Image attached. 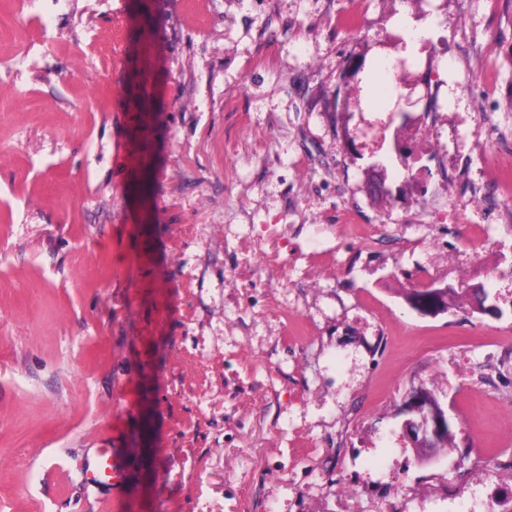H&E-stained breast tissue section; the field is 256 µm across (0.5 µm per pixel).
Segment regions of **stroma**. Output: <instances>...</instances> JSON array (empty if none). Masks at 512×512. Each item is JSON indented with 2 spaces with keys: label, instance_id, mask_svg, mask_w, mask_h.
Here are the masks:
<instances>
[{
  "label": "stroma",
  "instance_id": "obj_1",
  "mask_svg": "<svg viewBox=\"0 0 512 512\" xmlns=\"http://www.w3.org/2000/svg\"><path fill=\"white\" fill-rule=\"evenodd\" d=\"M386 59L426 107L367 109ZM509 165L512 0H0V512H501ZM450 288L452 287L448 285L444 287L431 286L430 288H424L426 292L421 294H419L421 292L419 289L414 288L406 294V300L412 302L419 294L413 303H409L410 306L420 315L436 317L448 313V305L452 306L455 303L457 293L452 288V292L448 296ZM432 398L438 402L436 397L429 391ZM425 388H417L410 393L405 402L404 411L409 416L404 421V428L411 448H425L426 455L440 448L443 441H448L442 448H455L454 435L448 411L440 405L435 404ZM439 403V402H438Z\"/></svg>",
  "mask_w": 512,
  "mask_h": 512
}]
</instances>
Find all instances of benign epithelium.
Here are the masks:
<instances>
[{
	"mask_svg": "<svg viewBox=\"0 0 512 512\" xmlns=\"http://www.w3.org/2000/svg\"><path fill=\"white\" fill-rule=\"evenodd\" d=\"M369 187L374 193L384 192V166L375 162L369 166ZM450 286H432L417 296L411 307L423 316L436 317L448 312ZM407 419L404 428L411 447L431 453L452 434L448 412L435 404L425 388H417L405 402Z\"/></svg>",
	"mask_w": 512,
	"mask_h": 512,
	"instance_id": "7a95c632",
	"label": "benign epithelium"
}]
</instances>
